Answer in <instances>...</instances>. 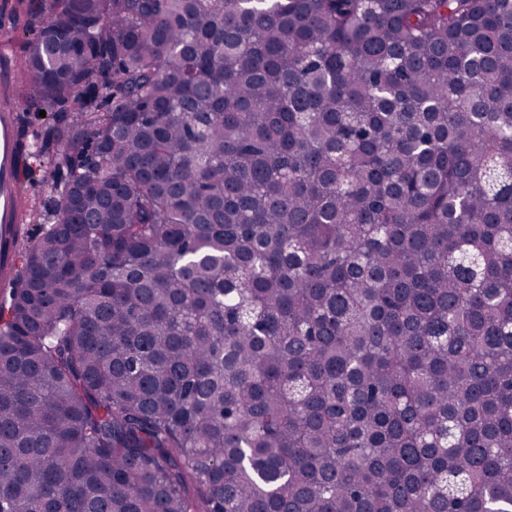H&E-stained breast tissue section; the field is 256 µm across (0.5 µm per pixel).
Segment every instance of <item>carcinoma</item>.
Returning <instances> with one entry per match:
<instances>
[{
    "label": "carcinoma",
    "mask_w": 512,
    "mask_h": 512,
    "mask_svg": "<svg viewBox=\"0 0 512 512\" xmlns=\"http://www.w3.org/2000/svg\"><path fill=\"white\" fill-rule=\"evenodd\" d=\"M36 25L0 512H512V0Z\"/></svg>",
    "instance_id": "1"
}]
</instances>
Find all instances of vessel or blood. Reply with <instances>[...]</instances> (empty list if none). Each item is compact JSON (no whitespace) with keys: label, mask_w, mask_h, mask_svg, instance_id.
I'll return each mask as SVG.
<instances>
[{"label":"vessel or blood","mask_w":512,"mask_h":512,"mask_svg":"<svg viewBox=\"0 0 512 512\" xmlns=\"http://www.w3.org/2000/svg\"><path fill=\"white\" fill-rule=\"evenodd\" d=\"M18 59L0 53V288L10 285V273L23 226L21 215L26 206V179L18 158L20 124L13 97V77Z\"/></svg>","instance_id":"1"}]
</instances>
